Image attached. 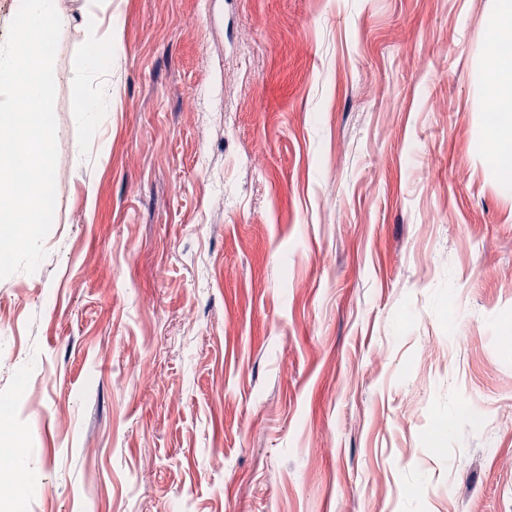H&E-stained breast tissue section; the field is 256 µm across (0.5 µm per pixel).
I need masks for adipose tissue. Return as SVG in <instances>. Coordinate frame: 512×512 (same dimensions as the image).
<instances>
[{"label":"adipose tissue","mask_w":512,"mask_h":512,"mask_svg":"<svg viewBox=\"0 0 512 512\" xmlns=\"http://www.w3.org/2000/svg\"><path fill=\"white\" fill-rule=\"evenodd\" d=\"M106 0H93L85 12V27L89 33L87 50L82 67L88 71L99 70L105 63L104 53L112 48L111 33L101 32V14L106 11ZM488 104L506 116L505 124L493 129L483 144L485 155H497L501 145L512 142V52L488 53L483 61Z\"/></svg>","instance_id":"ef3b65f1"}]
</instances>
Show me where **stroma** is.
<instances>
[{"instance_id": "1", "label": "stroma", "mask_w": 512, "mask_h": 512, "mask_svg": "<svg viewBox=\"0 0 512 512\" xmlns=\"http://www.w3.org/2000/svg\"><path fill=\"white\" fill-rule=\"evenodd\" d=\"M493 2L112 0L89 72L61 0L47 255L0 279L18 512H512ZM111 99V88L104 87L97 97L87 100L79 110L83 121L88 125L94 124L98 112H102L110 103Z\"/></svg>"}]
</instances>
